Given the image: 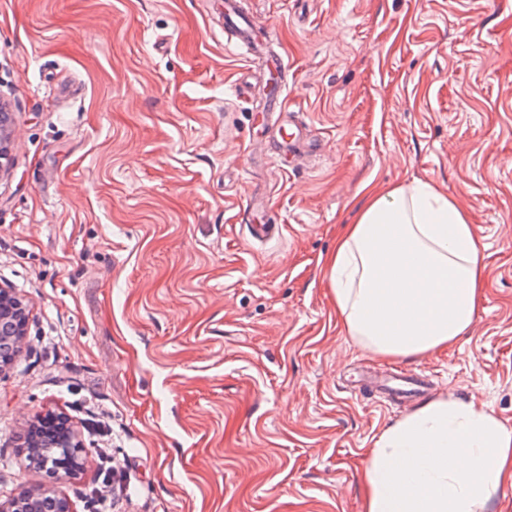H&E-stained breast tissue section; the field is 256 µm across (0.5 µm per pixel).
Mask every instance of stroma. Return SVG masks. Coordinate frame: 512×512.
Wrapping results in <instances>:
<instances>
[{
	"mask_svg": "<svg viewBox=\"0 0 512 512\" xmlns=\"http://www.w3.org/2000/svg\"><path fill=\"white\" fill-rule=\"evenodd\" d=\"M244 4L323 146L309 167L265 160L279 124L224 0H0V286L27 312L0 373L2 499L48 483L19 448L49 411L81 448L74 512L104 457L115 512H362L367 450L409 412L362 391L375 371L512 427V0ZM415 178L470 214L484 298L448 348L380 358L323 263L365 183ZM0 112V172L2 174L8 170V166L5 162L8 160V145L11 141L12 123L10 120V112L4 102H0ZM3 116H8V118L3 119Z\"/></svg>",
	"mask_w": 512,
	"mask_h": 512,
	"instance_id": "obj_1",
	"label": "stroma"
}]
</instances>
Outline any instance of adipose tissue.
<instances>
[{
    "label": "adipose tissue",
    "mask_w": 512,
    "mask_h": 512,
    "mask_svg": "<svg viewBox=\"0 0 512 512\" xmlns=\"http://www.w3.org/2000/svg\"><path fill=\"white\" fill-rule=\"evenodd\" d=\"M469 214L425 180L368 190L325 276L347 332L381 358L464 336L484 288ZM512 481V428L476 398L431 399L372 441L363 512H487Z\"/></svg>",
    "instance_id": "adipose-tissue-1"
}]
</instances>
